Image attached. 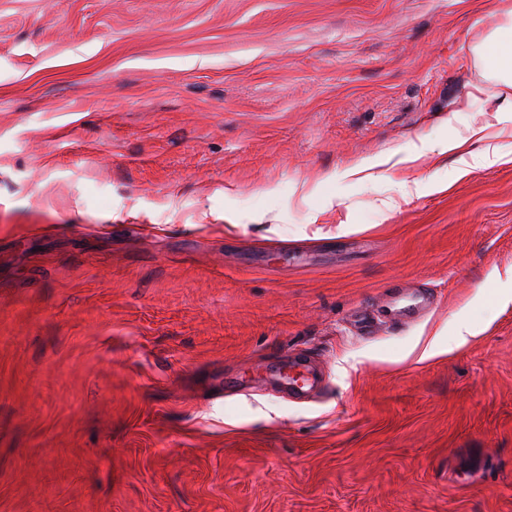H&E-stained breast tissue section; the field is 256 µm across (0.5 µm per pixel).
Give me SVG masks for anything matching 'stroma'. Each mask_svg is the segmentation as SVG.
Instances as JSON below:
<instances>
[{"label": "stroma", "instance_id": "1", "mask_svg": "<svg viewBox=\"0 0 512 512\" xmlns=\"http://www.w3.org/2000/svg\"><path fill=\"white\" fill-rule=\"evenodd\" d=\"M511 9L0 0V512H512ZM510 23L499 26L493 32L490 42L494 51L488 57L490 77L508 86L512 85V10ZM394 305L389 309L394 318L410 319L417 312H427L432 305L431 295L427 290H418L416 293L396 292ZM474 335L475 331L473 328L469 324L461 322L456 326L455 334L452 340L448 342V345L438 339H435L424 351L423 357H434L450 352L453 350V345L455 348L460 347L468 341L469 337ZM291 372L295 376L291 375ZM288 388L292 393H300L311 389L316 383V376L313 373L306 359L295 354L289 357Z\"/></svg>", "mask_w": 512, "mask_h": 512}]
</instances>
